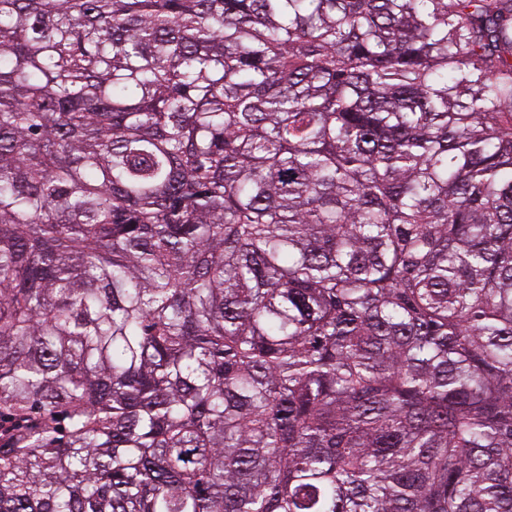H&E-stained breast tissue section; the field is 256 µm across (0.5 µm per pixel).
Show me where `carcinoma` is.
Returning <instances> with one entry per match:
<instances>
[{
	"mask_svg": "<svg viewBox=\"0 0 512 512\" xmlns=\"http://www.w3.org/2000/svg\"><path fill=\"white\" fill-rule=\"evenodd\" d=\"M0 512H512V0H0Z\"/></svg>",
	"mask_w": 512,
	"mask_h": 512,
	"instance_id": "obj_1",
	"label": "carcinoma"
}]
</instances>
